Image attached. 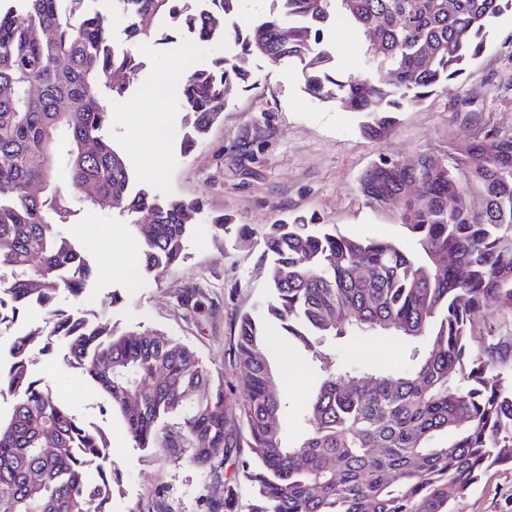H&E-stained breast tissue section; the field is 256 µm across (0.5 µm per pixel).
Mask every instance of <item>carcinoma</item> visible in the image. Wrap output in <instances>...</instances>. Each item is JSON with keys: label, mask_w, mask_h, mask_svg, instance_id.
Listing matches in <instances>:
<instances>
[{"label": "carcinoma", "mask_w": 512, "mask_h": 512, "mask_svg": "<svg viewBox=\"0 0 512 512\" xmlns=\"http://www.w3.org/2000/svg\"><path fill=\"white\" fill-rule=\"evenodd\" d=\"M95 2L0 4V331L30 305L46 312L0 368V395L14 397L0 414V512H110L109 437L30 369L33 351L51 356L60 342L136 447L165 448L211 474L233 461L224 497L206 501L205 512H237L238 479L254 488L250 512H453L448 490L463 495L488 470L512 469V327L484 319L491 303L512 316L511 134L423 152L405 169L382 158L362 173L368 205L399 202L411 248L301 216L260 232L214 218L218 233L260 235L273 271L270 299L239 321L245 398L232 426L224 380L193 349L158 329L123 331L90 308L92 267L62 230L105 206L130 226L141 271L158 275L183 259L197 224V203L133 190L107 134L112 103L141 79L132 48L174 34L236 47L173 82L186 152L223 120L225 95L248 82L255 57L294 60L308 95L365 113L364 133L382 139L402 108L463 76L512 0H273L245 27L236 22L243 0H207L203 10L187 0H103V11ZM116 23L126 49L112 43ZM337 24L363 38L355 74L334 70L326 33ZM61 164L68 193L56 181ZM462 195L477 205L458 206ZM61 291L75 307H57ZM271 323L315 370L306 429L294 440L280 424ZM345 338L399 340L404 360L356 365L336 346Z\"/></svg>", "instance_id": "carcinoma-1"}]
</instances>
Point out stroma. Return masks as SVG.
Returning a JSON list of instances; mask_svg holds the SVG:
<instances>
[{"label": "stroma", "instance_id": "1", "mask_svg": "<svg viewBox=\"0 0 512 512\" xmlns=\"http://www.w3.org/2000/svg\"><path fill=\"white\" fill-rule=\"evenodd\" d=\"M138 52L145 63L142 80L113 103L109 135L137 186L201 201L206 217L187 236L184 260L156 277L113 272L112 255L135 251L136 242L127 225L114 222L108 211H84L63 230L93 267L88 282L93 309L121 329H160L192 347L206 370L223 378L232 410L242 399L243 375L234 363L238 322L243 314L259 313L268 297L271 267L262 258L261 239L245 245L214 236L209 216L260 227L313 214L346 235L405 245L410 236L398 221L397 205L373 209L359 194L362 172L383 157L411 161L423 152L446 153L490 129L512 134L510 12L492 25L486 52L465 78L406 107L382 140L361 133L362 113L306 94L296 63L257 57L249 64L247 87L227 95L222 123L193 152H181L182 112L172 97L160 105L168 117L163 145L134 141L132 124L152 120L151 108L140 98L143 85L171 72L181 57L196 65L214 55H232L234 47L221 43L202 50L179 36L139 46ZM159 161L164 168L157 174L153 168ZM116 288L125 297L119 305L112 302ZM268 348L288 401L281 423L294 439L303 431L299 414L309 377L290 372L294 358L278 329H270ZM65 354L62 345L50 357L31 354V370L84 421L111 435V459L119 474L111 512H203L205 499L222 496L233 464H225L222 477L215 478L174 459L167 449L137 448L108 410L104 394L88 384L81 370L67 365ZM450 499L454 512H512V469L492 468L466 494Z\"/></svg>", "mask_w": 512, "mask_h": 512}]
</instances>
